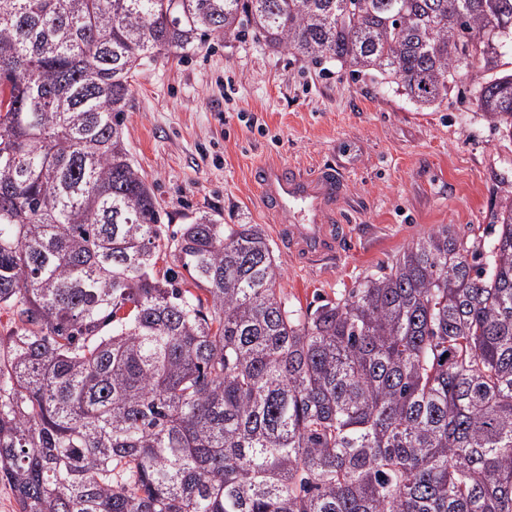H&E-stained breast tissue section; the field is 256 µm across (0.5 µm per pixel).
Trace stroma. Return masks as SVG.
<instances>
[{
	"instance_id": "stroma-1",
	"label": "stroma",
	"mask_w": 512,
	"mask_h": 512,
	"mask_svg": "<svg viewBox=\"0 0 512 512\" xmlns=\"http://www.w3.org/2000/svg\"><path fill=\"white\" fill-rule=\"evenodd\" d=\"M124 132L169 230L202 211L261 225L296 308L336 299L440 225L489 236L491 210L512 198V138L466 99L423 110L396 88L270 50L249 31L139 68ZM279 162L340 176L342 196L324 216L346 232L340 257L313 266L280 238L279 225L301 218L267 212L253 178Z\"/></svg>"
}]
</instances>
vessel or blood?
Instances as JSON below:
<instances>
[{
	"label": "vessel or blood",
	"instance_id": "1",
	"mask_svg": "<svg viewBox=\"0 0 512 512\" xmlns=\"http://www.w3.org/2000/svg\"><path fill=\"white\" fill-rule=\"evenodd\" d=\"M261 190L264 207L285 212L300 207L304 223L281 225L280 230L293 251L310 261L334 256L340 250L341 237L335 226L320 223L321 212L336 202V176L321 172L306 176L288 169L287 165H263L254 172Z\"/></svg>",
	"mask_w": 512,
	"mask_h": 512
}]
</instances>
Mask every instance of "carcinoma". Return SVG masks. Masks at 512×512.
Instances as JSON below:
<instances>
[{"instance_id":"cac0c4a2","label":"carcinoma","mask_w":512,"mask_h":512,"mask_svg":"<svg viewBox=\"0 0 512 512\" xmlns=\"http://www.w3.org/2000/svg\"><path fill=\"white\" fill-rule=\"evenodd\" d=\"M243 30L426 109L478 61L512 136V0H0V480L20 512H512V200L305 312L260 225L166 234L130 79Z\"/></svg>"}]
</instances>
